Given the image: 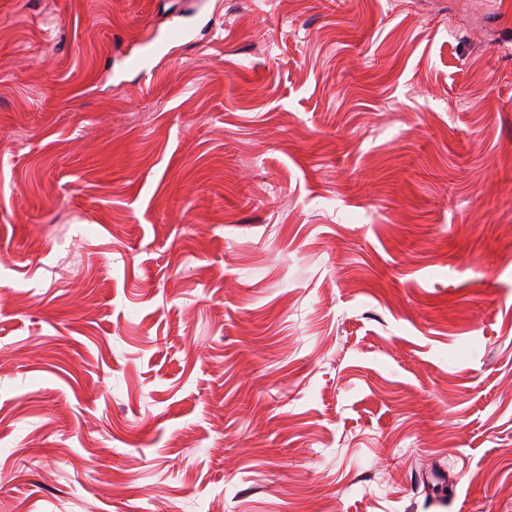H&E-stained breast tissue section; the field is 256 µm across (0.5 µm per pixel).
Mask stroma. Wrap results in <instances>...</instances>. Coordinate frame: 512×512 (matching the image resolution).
Wrapping results in <instances>:
<instances>
[{
	"label": "stroma",
	"instance_id": "obj_1",
	"mask_svg": "<svg viewBox=\"0 0 512 512\" xmlns=\"http://www.w3.org/2000/svg\"><path fill=\"white\" fill-rule=\"evenodd\" d=\"M145 504L512 512V0H0V512Z\"/></svg>",
	"mask_w": 512,
	"mask_h": 512
}]
</instances>
